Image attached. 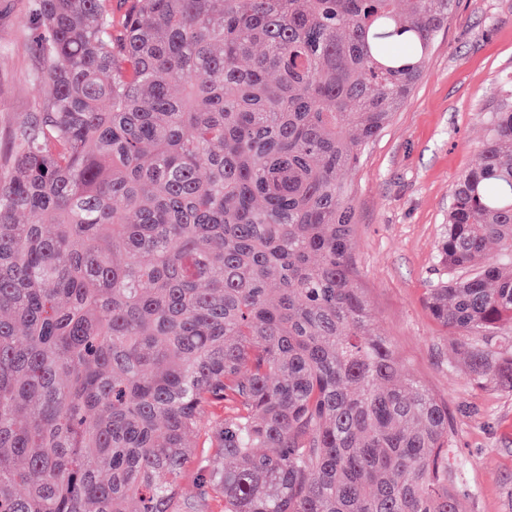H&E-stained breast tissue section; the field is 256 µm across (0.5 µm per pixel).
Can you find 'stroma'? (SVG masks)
I'll use <instances>...</instances> for the list:
<instances>
[{"label": "stroma", "mask_w": 512, "mask_h": 512, "mask_svg": "<svg viewBox=\"0 0 512 512\" xmlns=\"http://www.w3.org/2000/svg\"><path fill=\"white\" fill-rule=\"evenodd\" d=\"M21 10L22 0H0V156L38 100ZM510 75L512 0H457L409 97L343 174L358 283L406 373L448 406L450 446L466 466L464 512H512V393L472 383L424 299L439 278L452 187L478 164Z\"/></svg>", "instance_id": "1"}]
</instances>
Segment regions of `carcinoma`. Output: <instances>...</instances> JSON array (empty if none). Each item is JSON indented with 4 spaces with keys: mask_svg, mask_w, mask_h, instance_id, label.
<instances>
[{
    "mask_svg": "<svg viewBox=\"0 0 512 512\" xmlns=\"http://www.w3.org/2000/svg\"><path fill=\"white\" fill-rule=\"evenodd\" d=\"M455 3L27 0L0 512H462L448 405L374 331L341 179ZM438 263L432 318L475 385L512 392V109L452 189Z\"/></svg>",
    "mask_w": 512,
    "mask_h": 512,
    "instance_id": "cac0c4a2",
    "label": "carcinoma"
}]
</instances>
